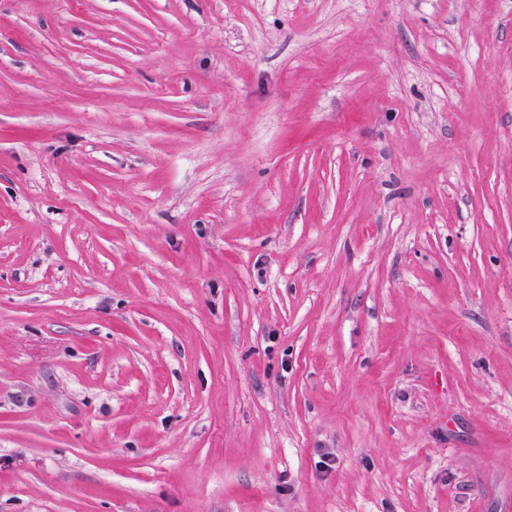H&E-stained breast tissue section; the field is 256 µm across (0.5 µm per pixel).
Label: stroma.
Returning <instances> with one entry per match:
<instances>
[{"label": "stroma", "instance_id": "obj_1", "mask_svg": "<svg viewBox=\"0 0 512 512\" xmlns=\"http://www.w3.org/2000/svg\"><path fill=\"white\" fill-rule=\"evenodd\" d=\"M0 512H512V0H0Z\"/></svg>", "mask_w": 512, "mask_h": 512}]
</instances>
